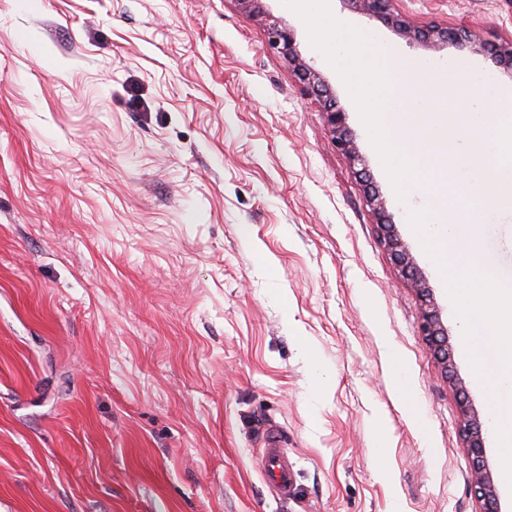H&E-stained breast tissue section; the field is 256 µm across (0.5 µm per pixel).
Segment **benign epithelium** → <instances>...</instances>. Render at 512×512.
<instances>
[{
  "mask_svg": "<svg viewBox=\"0 0 512 512\" xmlns=\"http://www.w3.org/2000/svg\"><path fill=\"white\" fill-rule=\"evenodd\" d=\"M235 2L243 13L262 23L269 46L294 65L303 83L304 97L322 105L326 115L327 130L332 136L336 148L349 159L356 160V147L346 129L344 113L331 104L330 90L320 73L310 63L299 57L288 30L263 10L262 0H235ZM343 2L358 13L384 20L401 38L411 44L436 50L451 43L462 51L487 52L504 65L505 73L512 79V39L498 44H487L477 33L466 28H448L435 23L419 25L396 11L393 7V0H343ZM368 202L375 214L378 215V225L382 231L384 242L402 272L418 291H424L415 267L401 249V243L387 232V225L384 224V203L375 195L369 196ZM419 330L432 347L445 372L452 373L447 333L436 321L434 311L427 303L424 304ZM461 411L459 432L471 452L472 491L481 503L480 512H497L496 490L482 460V424L468 414L464 402L461 403Z\"/></svg>",
  "mask_w": 512,
  "mask_h": 512,
  "instance_id": "obj_1",
  "label": "benign epithelium"
}]
</instances>
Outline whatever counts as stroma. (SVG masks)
Instances as JSON below:
<instances>
[{"label":"stroma","mask_w":512,"mask_h":512,"mask_svg":"<svg viewBox=\"0 0 512 512\" xmlns=\"http://www.w3.org/2000/svg\"><path fill=\"white\" fill-rule=\"evenodd\" d=\"M340 21L461 86L488 54ZM420 22L512 37V0H396ZM346 115L340 153L292 66L234 0H0V512H479L459 398L495 404L444 279L337 72L281 0ZM427 290L411 288L366 203ZM512 286V210L459 227ZM430 301L446 379L419 334ZM294 463L279 502L259 450Z\"/></svg>","instance_id":"obj_1"}]
</instances>
